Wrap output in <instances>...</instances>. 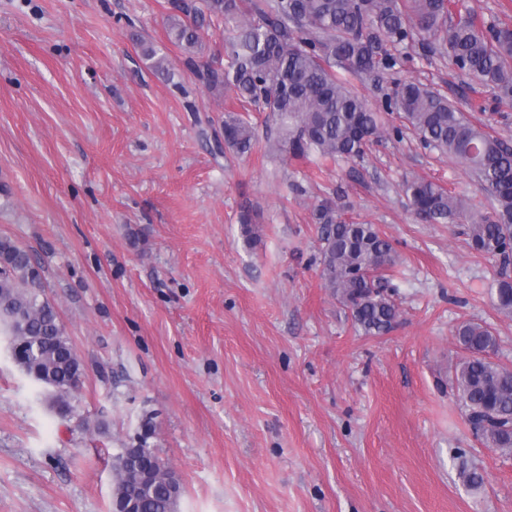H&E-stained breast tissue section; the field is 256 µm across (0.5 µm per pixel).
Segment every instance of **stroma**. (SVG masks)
Masks as SVG:
<instances>
[{
	"label": "stroma",
	"mask_w": 512,
	"mask_h": 512,
	"mask_svg": "<svg viewBox=\"0 0 512 512\" xmlns=\"http://www.w3.org/2000/svg\"><path fill=\"white\" fill-rule=\"evenodd\" d=\"M168 13V0H0V237L41 263L86 368L60 418L0 336V512H111L112 460L147 421L181 482L178 512H512V453L474 435L449 387L460 323L489 324L512 365L497 266L464 225L420 221L402 184L490 200L409 133L321 168L220 147L242 104L187 66ZM389 52L380 81L350 80L371 108L412 79L512 141V104L469 108L491 87L419 41ZM324 198L396 250L384 335L358 332L323 286L311 211Z\"/></svg>",
	"instance_id": "1"
}]
</instances>
